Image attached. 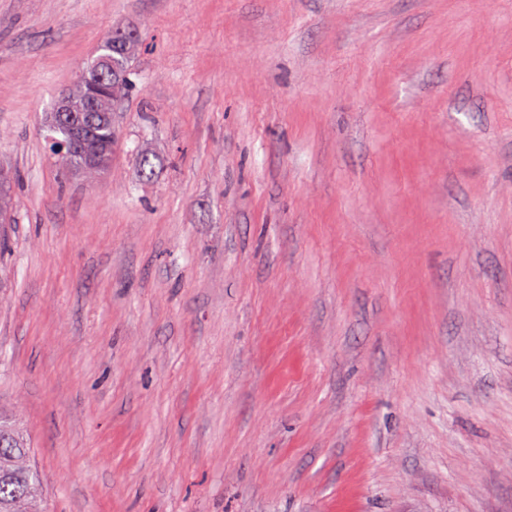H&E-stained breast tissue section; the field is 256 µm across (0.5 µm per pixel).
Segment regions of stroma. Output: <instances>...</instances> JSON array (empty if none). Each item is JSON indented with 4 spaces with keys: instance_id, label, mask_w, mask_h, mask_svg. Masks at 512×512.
<instances>
[{
    "instance_id": "obj_1",
    "label": "stroma",
    "mask_w": 512,
    "mask_h": 512,
    "mask_svg": "<svg viewBox=\"0 0 512 512\" xmlns=\"http://www.w3.org/2000/svg\"><path fill=\"white\" fill-rule=\"evenodd\" d=\"M114 26L88 183L45 117ZM0 165L44 512H512V0H0Z\"/></svg>"
}]
</instances>
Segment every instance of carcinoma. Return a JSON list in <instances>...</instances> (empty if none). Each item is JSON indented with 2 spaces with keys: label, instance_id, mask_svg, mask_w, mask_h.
I'll return each mask as SVG.
<instances>
[{
  "label": "carcinoma",
  "instance_id": "carcinoma-1",
  "mask_svg": "<svg viewBox=\"0 0 512 512\" xmlns=\"http://www.w3.org/2000/svg\"><path fill=\"white\" fill-rule=\"evenodd\" d=\"M117 29L107 31L97 48V55L87 60L81 66L79 76L69 89L70 97L74 103L82 102L87 83L92 80L97 72V58L100 56L112 57V63L121 74V79L110 80L104 76L99 80L101 94L99 95L97 108L100 112L112 110V104L120 99L132 84L130 76L133 74L130 62L139 47L137 37H132L131 44L125 53H112L110 49L111 39ZM48 139L51 146L55 147L62 139L67 137L65 127L59 125L55 113L48 116L46 125ZM94 136L97 142L112 147L115 132L112 123L101 116L94 119ZM58 160L68 169H74L83 174L88 180H94L101 175L102 170L90 169L84 166L83 158L79 155H64L56 153ZM11 193V176L9 172L0 170V223L4 224L10 219L9 200ZM30 449L17 431L13 422L0 417V512H39L37 501L40 483L35 470L27 464Z\"/></svg>",
  "mask_w": 512,
  "mask_h": 512
}]
</instances>
